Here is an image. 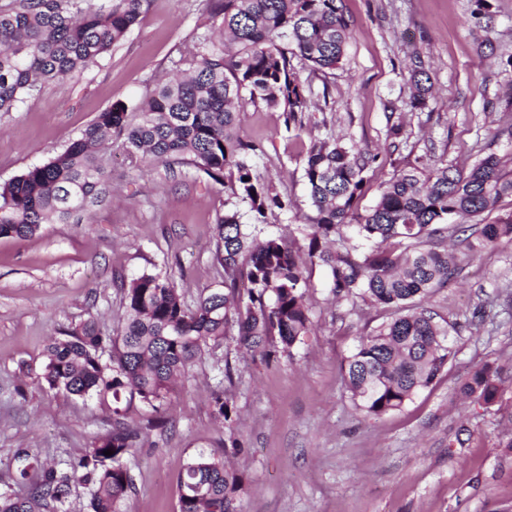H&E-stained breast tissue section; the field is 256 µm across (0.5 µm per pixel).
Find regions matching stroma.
<instances>
[{"label":"stroma","instance_id":"35a3bbf8","mask_svg":"<svg viewBox=\"0 0 512 512\" xmlns=\"http://www.w3.org/2000/svg\"><path fill=\"white\" fill-rule=\"evenodd\" d=\"M353 23L342 63L321 73L295 62L313 105L285 131L281 110L246 104L240 134L257 142L256 172L288 200L266 223L247 202L186 165L143 168L121 151L108 163L112 190L77 224H47L33 236L0 238V493L23 494L17 454L46 466L77 464L111 433V398L49 389L41 374L49 338L96 317L104 331L124 316L122 283L165 275L187 305L223 290L215 222L235 209L254 236L289 234L308 245L314 215L303 178L311 139L331 135L369 148L363 205L385 182L436 158L466 169L494 155L512 162V0H342ZM210 0H150L126 39L64 85H46L0 112V183L63 151L98 112L135 106L174 60L209 33ZM421 65L432 92L410 103ZM400 125V137L388 129ZM459 268L426 299L451 326L454 355L429 388L381 417L354 404L343 375L349 356L393 312L336 301L329 271L307 269L314 329L290 352L247 351L237 339L210 346L170 397L153 408L122 402L138 429L124 458L134 484L119 512H179L178 477L194 457L222 459L242 477L239 512H512V246L469 257L449 238ZM496 363L499 403L461 400L471 370ZM232 382H225V371ZM223 388L231 420L215 411ZM240 451L224 445L228 436Z\"/></svg>","mask_w":512,"mask_h":512}]
</instances>
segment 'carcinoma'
Instances as JSON below:
<instances>
[{
    "label": "carcinoma",
    "instance_id": "carcinoma-1",
    "mask_svg": "<svg viewBox=\"0 0 512 512\" xmlns=\"http://www.w3.org/2000/svg\"><path fill=\"white\" fill-rule=\"evenodd\" d=\"M83 2L18 0L0 8V112L15 111L45 85L66 83L98 63L126 38L149 0H109L105 8ZM211 20L222 39L202 36L195 52L175 62L176 74L138 106L112 104L62 152L0 185V237L78 222L110 190L106 155L115 145L143 166L188 164L230 183L256 224L285 207L255 174L258 148L240 138L236 104L281 107L285 128L302 126L310 99L293 60L314 71L338 67L352 21L337 0H218ZM370 161L369 150L332 136L312 141L303 167L315 212L307 258L291 237L259 239L244 231L237 213L220 215L215 257L224 267V290L189 308L160 274L132 278L124 287V322L113 333L91 317L64 338H51L45 383L76 397L110 394L118 416L125 397L153 407L163 402L195 359L234 328L249 350H289L310 332L306 264L321 262L336 298L398 311L361 340L344 380L366 415L401 410L452 355L448 327L422 301L448 284L457 262L432 243L450 228L468 231L472 222L481 225L469 242L472 255L512 245V211L482 219L499 199L512 197V170L493 155L466 170L438 159L395 174L362 210ZM460 392L486 406L498 403V366L475 367ZM137 439L116 422L112 434L91 443L78 464L82 475L44 468L26 495L0 494V512H65L77 479L90 490L91 512H117L133 484L123 458ZM241 484L223 462L200 455L179 476V512H237Z\"/></svg>",
    "mask_w": 512,
    "mask_h": 512
}]
</instances>
